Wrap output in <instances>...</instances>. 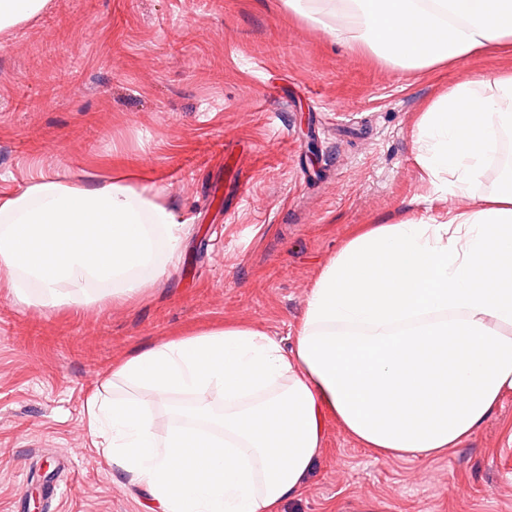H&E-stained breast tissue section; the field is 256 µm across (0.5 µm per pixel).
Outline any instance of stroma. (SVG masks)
Listing matches in <instances>:
<instances>
[{
	"mask_svg": "<svg viewBox=\"0 0 512 512\" xmlns=\"http://www.w3.org/2000/svg\"><path fill=\"white\" fill-rule=\"evenodd\" d=\"M512 68L401 70L285 0H49L0 32V194L35 166L126 176L182 221L134 298L0 288V512H147L85 403L146 343L229 323L294 341L314 280L371 224L437 217L413 130L438 88ZM285 512H512V392L460 447L383 459L337 423Z\"/></svg>",
	"mask_w": 512,
	"mask_h": 512,
	"instance_id": "obj_1",
	"label": "stroma"
}]
</instances>
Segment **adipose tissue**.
Masks as SVG:
<instances>
[{
	"instance_id": "adipose-tissue-1",
	"label": "adipose tissue",
	"mask_w": 512,
	"mask_h": 512,
	"mask_svg": "<svg viewBox=\"0 0 512 512\" xmlns=\"http://www.w3.org/2000/svg\"><path fill=\"white\" fill-rule=\"evenodd\" d=\"M328 30L407 69L512 55V0H286ZM512 70L442 89L415 126V161L448 206L431 222L360 231L320 270L291 348L228 324L153 343L113 364V466L155 512H283L325 443L327 420L382 457L428 459L462 442L512 391V172L460 206L501 132ZM182 224L159 193L122 178L39 173L0 197V282L48 296L102 284L113 298L162 276ZM175 395L164 434L152 411Z\"/></svg>"
}]
</instances>
